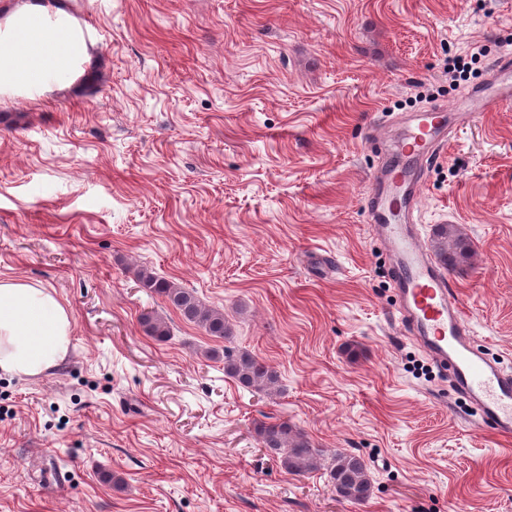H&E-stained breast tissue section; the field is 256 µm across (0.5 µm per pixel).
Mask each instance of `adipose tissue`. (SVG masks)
Here are the masks:
<instances>
[{"mask_svg":"<svg viewBox=\"0 0 512 512\" xmlns=\"http://www.w3.org/2000/svg\"><path fill=\"white\" fill-rule=\"evenodd\" d=\"M45 11L31 0L19 11L25 26L15 28L11 44L0 43V83L42 85L62 81L76 59H88L85 42L66 30L36 25ZM72 317L56 296L17 280H0V371L37 377L64 359L71 346Z\"/></svg>","mask_w":512,"mask_h":512,"instance_id":"1","label":"adipose tissue"}]
</instances>
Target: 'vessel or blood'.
<instances>
[{"mask_svg": "<svg viewBox=\"0 0 512 512\" xmlns=\"http://www.w3.org/2000/svg\"><path fill=\"white\" fill-rule=\"evenodd\" d=\"M512 102V55L494 63L489 85L471 90L455 111L460 119ZM446 108L421 113L395 142L390 174L374 179L382 204L372 210L375 230L390 257L403 328L433 358L448 364L454 387L480 409L500 439L512 441V373L491 363L465 325L444 268L423 248L411 218L419 208V180L409 166L439 155L449 136Z\"/></svg>", "mask_w": 512, "mask_h": 512, "instance_id": "obj_1", "label": "vessel or blood"}]
</instances>
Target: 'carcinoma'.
I'll return each instance as SVG.
<instances>
[{"instance_id": "cac0c4a2", "label": "carcinoma", "mask_w": 512, "mask_h": 512, "mask_svg": "<svg viewBox=\"0 0 512 512\" xmlns=\"http://www.w3.org/2000/svg\"><path fill=\"white\" fill-rule=\"evenodd\" d=\"M442 238L437 255L444 266L450 267L468 255L469 244L461 237L448 240V226L438 230ZM142 286L164 298L165 302L187 321L201 327L208 335L225 339L230 336V328L224 319V312L205 306L194 292L178 284L157 276L144 268L139 272ZM143 327L148 336L159 342L170 336V328L165 318L159 315L143 317ZM224 375L235 380L242 387L272 395L276 392L278 372L247 352L224 350ZM261 446L275 456L281 466L291 474H305L323 467L321 451L313 446L310 438L292 423L283 420L274 423L260 422L255 428ZM329 478L337 495L363 503L372 491V479L363 459L342 451L332 456Z\"/></svg>"}]
</instances>
